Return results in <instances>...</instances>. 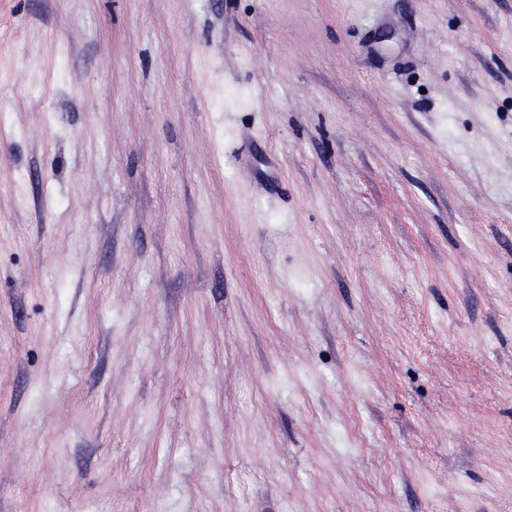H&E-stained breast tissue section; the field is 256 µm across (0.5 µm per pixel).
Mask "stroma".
Instances as JSON below:
<instances>
[{"label": "stroma", "instance_id": "stroma-1", "mask_svg": "<svg viewBox=\"0 0 512 512\" xmlns=\"http://www.w3.org/2000/svg\"><path fill=\"white\" fill-rule=\"evenodd\" d=\"M0 512H512V0H0Z\"/></svg>", "mask_w": 512, "mask_h": 512}]
</instances>
